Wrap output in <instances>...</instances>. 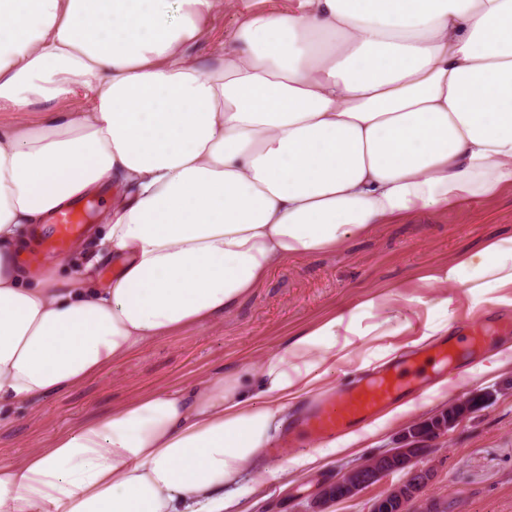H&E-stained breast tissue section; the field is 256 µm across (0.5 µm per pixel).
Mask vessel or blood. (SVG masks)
Listing matches in <instances>:
<instances>
[{
	"label": "vessel or blood",
	"mask_w": 512,
	"mask_h": 512,
	"mask_svg": "<svg viewBox=\"0 0 512 512\" xmlns=\"http://www.w3.org/2000/svg\"><path fill=\"white\" fill-rule=\"evenodd\" d=\"M82 231L75 209L59 211L45 234L50 250L59 252ZM481 333L478 322L465 323L458 342L430 344L410 355L392 360L377 373L337 387L297 415L294 429L310 439L334 438L366 426L380 412L402 399L423 393L430 386L431 371L455 366L471 351Z\"/></svg>",
	"instance_id": "obj_1"
}]
</instances>
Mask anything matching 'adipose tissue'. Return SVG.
Wrapping results in <instances>:
<instances>
[{"label":"adipose tissue","instance_id":"obj_1","mask_svg":"<svg viewBox=\"0 0 512 512\" xmlns=\"http://www.w3.org/2000/svg\"><path fill=\"white\" fill-rule=\"evenodd\" d=\"M220 5L0 0V105L91 94L37 128L0 126V407L224 315L290 260L512 188V0H301L245 15L197 64L190 46ZM107 185L75 275L55 260L29 273L38 225ZM424 282L482 306L485 289L512 288V238ZM384 306L364 298L259 369L138 396L0 462V512H241L244 477L322 367L392 334L401 314ZM89 104V95L85 89L76 88L73 93L53 103V112H81Z\"/></svg>","mask_w":512,"mask_h":512}]
</instances>
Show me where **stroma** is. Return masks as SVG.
I'll use <instances>...</instances> for the list:
<instances>
[{
    "instance_id": "1",
    "label": "stroma",
    "mask_w": 512,
    "mask_h": 512,
    "mask_svg": "<svg viewBox=\"0 0 512 512\" xmlns=\"http://www.w3.org/2000/svg\"><path fill=\"white\" fill-rule=\"evenodd\" d=\"M300 0H224L202 24L191 55L205 63L214 45L227 41L245 14L295 13ZM512 238V191L457 206L451 213L421 212L396 224H380L347 239L336 251L294 259L274 269L224 317L155 339L113 361L77 387L32 405L0 413V462L17 461L44 448L60 432L95 413L119 409L134 397L178 389L241 366L259 367L287 338L327 315L380 294L391 310H404L407 325L395 335L364 337L350 356L323 377V391L347 382L356 369L379 365L418 341L426 317L457 327L481 321L488 341L463 362L456 386L440 385L401 412L349 433L344 452L316 469L278 478V461L265 457L251 480L250 512H316L323 490L346 470L392 448H425L434 477L405 512L433 502L448 512H512V288L490 292L475 308L456 289L426 288L428 268L448 264L490 240ZM418 304L406 305L407 297ZM453 297L451 308L426 307L427 299ZM489 394L482 411L457 422L436 439L408 437L423 422L474 394Z\"/></svg>"
}]
</instances>
